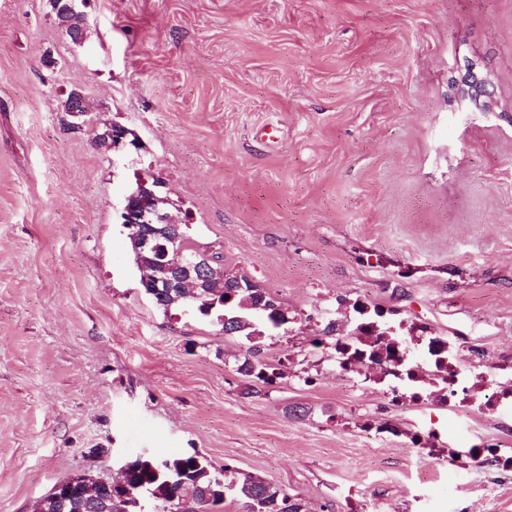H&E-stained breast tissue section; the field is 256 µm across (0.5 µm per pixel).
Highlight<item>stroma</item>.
Instances as JSON below:
<instances>
[{
  "label": "stroma",
  "instance_id": "35a3bbf8",
  "mask_svg": "<svg viewBox=\"0 0 512 512\" xmlns=\"http://www.w3.org/2000/svg\"><path fill=\"white\" fill-rule=\"evenodd\" d=\"M79 10L75 42L50 0H0V512L183 454L307 512H512L493 457L458 475L414 450L433 417L455 450L512 448V416L393 406L312 345L321 312L360 302L512 357V0ZM74 89L141 149L97 148L63 109ZM150 175L172 220L288 308L262 340L284 376L261 394L237 371L244 337L145 294L121 212Z\"/></svg>",
  "mask_w": 512,
  "mask_h": 512
}]
</instances>
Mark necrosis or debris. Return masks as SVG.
I'll list each match as a JSON object with an SVG mask.
<instances>
[{
	"mask_svg": "<svg viewBox=\"0 0 512 512\" xmlns=\"http://www.w3.org/2000/svg\"><path fill=\"white\" fill-rule=\"evenodd\" d=\"M334 358L340 378L363 376L398 405L436 398L486 418L512 415V360L487 361L452 333L399 337L391 355L356 326L337 338Z\"/></svg>",
	"mask_w": 512,
	"mask_h": 512,
	"instance_id": "obj_1",
	"label": "necrosis or debris"
}]
</instances>
